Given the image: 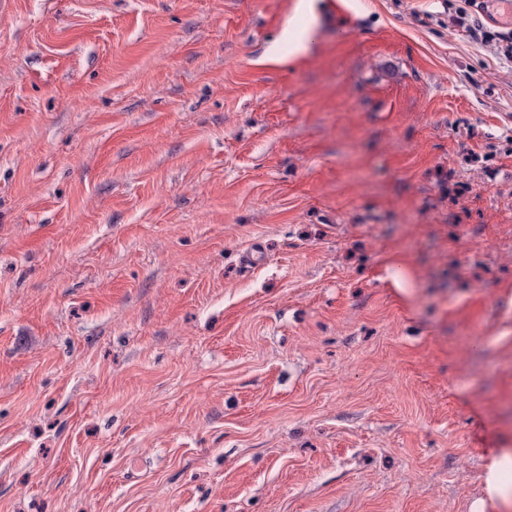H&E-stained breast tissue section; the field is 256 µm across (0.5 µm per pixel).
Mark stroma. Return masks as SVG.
Returning <instances> with one entry per match:
<instances>
[{
  "label": "stroma",
  "mask_w": 512,
  "mask_h": 512,
  "mask_svg": "<svg viewBox=\"0 0 512 512\" xmlns=\"http://www.w3.org/2000/svg\"><path fill=\"white\" fill-rule=\"evenodd\" d=\"M330 2L0 9V512L484 498L512 59L473 0Z\"/></svg>",
  "instance_id": "1"
}]
</instances>
